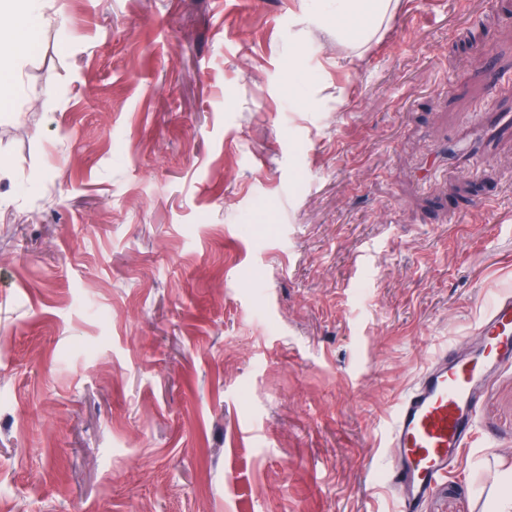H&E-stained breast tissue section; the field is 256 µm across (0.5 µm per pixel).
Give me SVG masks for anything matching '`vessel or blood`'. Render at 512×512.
Returning a JSON list of instances; mask_svg holds the SVG:
<instances>
[{"mask_svg": "<svg viewBox=\"0 0 512 512\" xmlns=\"http://www.w3.org/2000/svg\"><path fill=\"white\" fill-rule=\"evenodd\" d=\"M476 334L475 342L440 351L390 418L382 482L394 492L400 512H420L474 446L483 383L512 366V292L491 301Z\"/></svg>", "mask_w": 512, "mask_h": 512, "instance_id": "b4317fda", "label": "vessel or blood"}]
</instances>
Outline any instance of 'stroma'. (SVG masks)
Wrapping results in <instances>:
<instances>
[{"label": "stroma", "mask_w": 512, "mask_h": 512, "mask_svg": "<svg viewBox=\"0 0 512 512\" xmlns=\"http://www.w3.org/2000/svg\"><path fill=\"white\" fill-rule=\"evenodd\" d=\"M43 14L0 100V512H396L395 403L512 290V0H399L357 52L301 0ZM478 423L422 512H493L512 367Z\"/></svg>", "instance_id": "stroma-1"}]
</instances>
